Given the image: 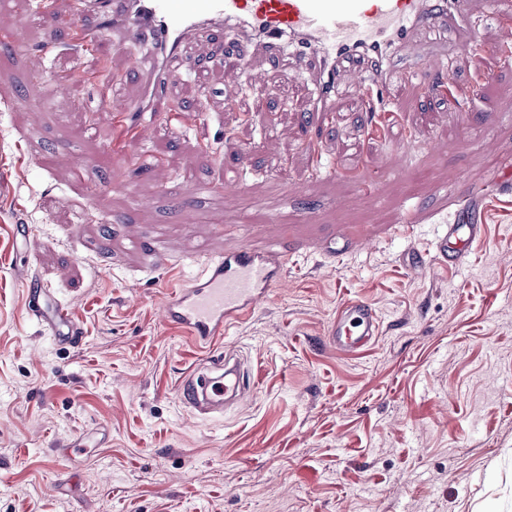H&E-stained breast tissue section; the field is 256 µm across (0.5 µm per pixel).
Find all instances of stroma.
<instances>
[{"label":"stroma","mask_w":512,"mask_h":512,"mask_svg":"<svg viewBox=\"0 0 512 512\" xmlns=\"http://www.w3.org/2000/svg\"><path fill=\"white\" fill-rule=\"evenodd\" d=\"M1 31L22 34L41 58L0 45V512H512V180L494 177L512 157V61H456V81L481 79L478 96L401 91L395 118L411 137L402 153L368 140L357 97L340 98L323 153H363L314 178L301 141L307 84L291 75L294 93L281 100L268 59L227 75L200 45L174 97L207 118L136 167L111 113L94 109L116 92L139 95L136 57L105 36L83 49L6 5ZM60 68L88 79L60 89ZM228 93L266 98L270 111L241 123ZM19 96L39 111L15 107ZM68 141L82 175L66 159L40 166ZM189 171L210 184L236 176L245 191L200 197L185 214L175 192ZM362 172L379 202L363 196ZM442 185L461 204L441 205ZM284 186L293 196L273 224L266 203ZM405 198L420 206L408 239L396 233ZM301 208L314 221H298ZM445 224L479 227L462 262H404ZM20 225L35 239L24 266L14 262ZM340 231L348 246L328 252ZM240 232L278 236L291 263L284 291L232 333L256 393L201 418L177 384L202 352L159 317L182 273L152 269L147 250L218 255ZM31 271L73 310L79 345L57 346L29 319ZM350 298L380 318L354 355L328 343ZM76 434L80 447H69Z\"/></svg>","instance_id":"obj_1"}]
</instances>
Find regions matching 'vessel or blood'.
Here are the masks:
<instances>
[{
	"label": "vessel or blood",
	"mask_w": 512,
	"mask_h": 512,
	"mask_svg": "<svg viewBox=\"0 0 512 512\" xmlns=\"http://www.w3.org/2000/svg\"><path fill=\"white\" fill-rule=\"evenodd\" d=\"M45 26L73 29L84 44L104 34L143 43L146 57L137 64L142 93L127 102L113 99L112 109L126 121L129 143L148 158L146 114L173 95L183 66L200 38L212 35L248 39L265 58L275 60L280 75L300 69L311 93L306 111L311 120L328 122L338 98L357 95L363 112L372 117L370 133L389 135L382 104L403 86L435 84L456 58L481 53V31L494 17L503 44L512 43V0H492L490 16L475 14L471 0H72L68 15H60L49 0H14ZM96 26H83L85 15ZM298 51L280 55L282 40ZM413 57L405 68L394 59ZM475 225L448 224L432 243L442 262L456 263L468 252ZM200 271L170 289L161 306L163 322L189 331L204 353L198 367L185 373L179 393L192 411L206 416L239 406L256 389L235 354L223 347L229 328L246 320L266 302L285 277L286 254L276 240L258 245L248 238L218 257L199 259ZM29 317L45 327L61 347L77 345L82 333L68 305L52 288L28 283ZM379 328L376 311L353 299L337 313L328 341L349 353L372 342Z\"/></svg>",
	"instance_id": "b4317fda"
}]
</instances>
